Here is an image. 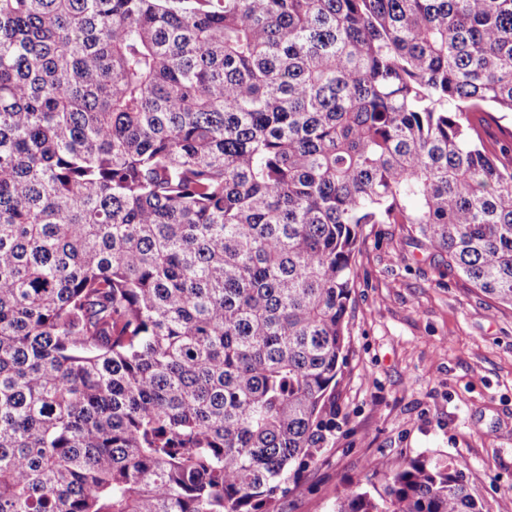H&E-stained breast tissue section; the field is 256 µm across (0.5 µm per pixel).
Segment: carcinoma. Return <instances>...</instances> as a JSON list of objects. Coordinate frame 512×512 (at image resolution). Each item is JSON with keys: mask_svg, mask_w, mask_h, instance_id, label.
I'll return each instance as SVG.
<instances>
[{"mask_svg": "<svg viewBox=\"0 0 512 512\" xmlns=\"http://www.w3.org/2000/svg\"><path fill=\"white\" fill-rule=\"evenodd\" d=\"M495 112L512 0H0V512H280L367 225L512 306ZM374 471L334 512H484Z\"/></svg>", "mask_w": 512, "mask_h": 512, "instance_id": "cac0c4a2", "label": "carcinoma"}]
</instances>
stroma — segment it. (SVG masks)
<instances>
[{
    "instance_id": "obj_1",
    "label": "stroma",
    "mask_w": 512,
    "mask_h": 512,
    "mask_svg": "<svg viewBox=\"0 0 512 512\" xmlns=\"http://www.w3.org/2000/svg\"><path fill=\"white\" fill-rule=\"evenodd\" d=\"M336 437L280 512H333L376 459L465 458L488 512L512 498V308L418 244L372 224L357 256Z\"/></svg>"
}]
</instances>
